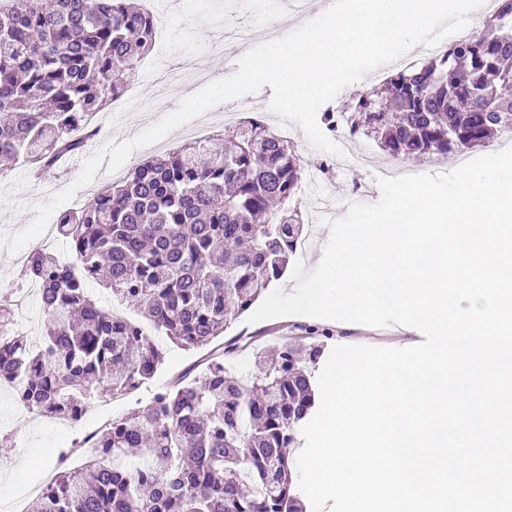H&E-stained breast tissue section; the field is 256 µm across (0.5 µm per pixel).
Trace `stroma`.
<instances>
[{
  "instance_id": "35a3bbf8",
  "label": "stroma",
  "mask_w": 512,
  "mask_h": 512,
  "mask_svg": "<svg viewBox=\"0 0 512 512\" xmlns=\"http://www.w3.org/2000/svg\"><path fill=\"white\" fill-rule=\"evenodd\" d=\"M265 7V0H169L159 13L167 27V37L155 42L149 53L156 63V70L141 78L139 102L105 107L101 112L98 135L87 143L82 154L68 158L58 168L37 177L30 165L17 161L0 171V238L24 229L34 217L35 204L46 201L73 183L85 158L106 145L132 140L161 117L174 112L183 98L234 74L245 49L241 46L225 48V26L255 29L253 42L258 45L271 37H285L307 23L309 18L320 15L316 9L307 16L296 15L285 0H280L275 10V24L268 28L260 25L258 20ZM186 132V127H178L156 143L135 150L124 168L117 171L99 169L94 187L100 189L110 185L123 178L128 168L170 152L184 143ZM292 146L302 169L327 163L328 170L321 181L322 196L333 205L336 217H344L350 204H373L380 200V168L388 158L373 139L360 134L347 143V152L354 154L365 148L374 158L373 164L357 169L342 168L334 154L312 147L301 127L293 129ZM288 205L300 209L311 226L308 248L299 260L306 270H314L323 258L330 229L318 222L313 214L314 200L295 196ZM308 327L318 328L331 348L340 345L396 348L406 340L415 344L424 340L420 330L407 334L396 324L370 327L304 315L252 323L242 315L232 320L224 332L225 340L239 346L238 352L227 357L225 363L237 375H249L254 371L256 350H274L284 336L298 340ZM164 349L163 366L132 394L102 393L92 399L80 422L81 429L97 431L104 421L122 416L136 405L149 403L155 393L203 357L202 352L187 351L169 342L165 343ZM72 435L71 425L27 415L15 391L7 386L0 387V512H17L20 506L28 505L52 474L57 449L66 446ZM21 464L26 467V477L20 482L14 477V469Z\"/></svg>"
}]
</instances>
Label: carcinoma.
I'll return each instance as SVG.
<instances>
[{"mask_svg":"<svg viewBox=\"0 0 512 512\" xmlns=\"http://www.w3.org/2000/svg\"><path fill=\"white\" fill-rule=\"evenodd\" d=\"M497 2L479 37L398 71L383 94H357L350 134L409 159L488 146L512 123V0ZM154 38L152 15L129 0L0 11V158H28L40 175L80 152L98 133L86 115L134 80ZM224 141L150 159L62 213L69 264L38 247L27 254L44 331L19 333L0 303V379L28 410L75 424L96 393L129 394L165 361L141 323L90 299V283L196 350L283 276L307 232L299 211L274 209L299 191L297 156L256 119ZM321 354L316 336L285 343L273 360L255 356L245 381L212 352L200 373L112 420L81 467L57 474L27 512H304L291 454Z\"/></svg>","mask_w":512,"mask_h":512,"instance_id":"cac0c4a2","label":"carcinoma"}]
</instances>
